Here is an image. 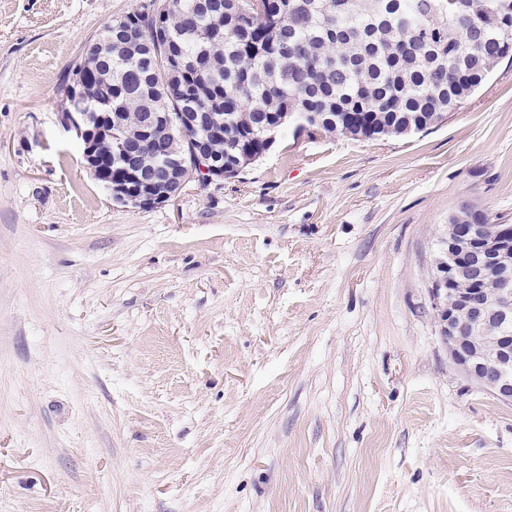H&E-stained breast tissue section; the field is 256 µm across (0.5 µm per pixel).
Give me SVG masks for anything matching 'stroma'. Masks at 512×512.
<instances>
[{"label": "stroma", "mask_w": 512, "mask_h": 512, "mask_svg": "<svg viewBox=\"0 0 512 512\" xmlns=\"http://www.w3.org/2000/svg\"><path fill=\"white\" fill-rule=\"evenodd\" d=\"M142 2L0 0V512H512V406L430 298L462 205L512 224V63L428 130H289L124 207L60 82Z\"/></svg>", "instance_id": "1"}]
</instances>
